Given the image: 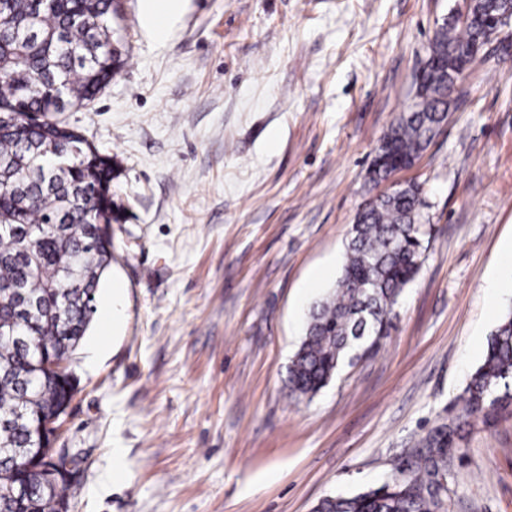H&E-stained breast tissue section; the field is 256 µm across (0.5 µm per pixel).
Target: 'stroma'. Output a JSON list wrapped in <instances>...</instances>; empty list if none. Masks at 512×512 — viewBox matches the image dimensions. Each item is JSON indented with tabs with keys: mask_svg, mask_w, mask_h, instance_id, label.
<instances>
[{
	"mask_svg": "<svg viewBox=\"0 0 512 512\" xmlns=\"http://www.w3.org/2000/svg\"><path fill=\"white\" fill-rule=\"evenodd\" d=\"M462 6L179 0L160 40L143 0H123L121 69L58 115L111 155L122 212L55 441L83 459L69 512H313L450 421L512 310V26L393 177L421 188L427 249L390 335L312 398L287 384L311 304L385 190L367 178L379 141ZM449 469L448 512H512V418L457 438Z\"/></svg>",
	"mask_w": 512,
	"mask_h": 512,
	"instance_id": "obj_1",
	"label": "stroma"
}]
</instances>
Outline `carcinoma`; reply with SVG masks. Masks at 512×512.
<instances>
[{
	"label": "carcinoma",
	"instance_id": "1",
	"mask_svg": "<svg viewBox=\"0 0 512 512\" xmlns=\"http://www.w3.org/2000/svg\"><path fill=\"white\" fill-rule=\"evenodd\" d=\"M509 0H474L470 19L446 20L429 45L433 65L416 83L415 102L391 124L368 171L371 182L412 161L448 117L449 96L488 21ZM113 0H0V512H48L68 504L66 479L26 469L21 456L35 426L71 398V384L46 364L66 360L85 336L95 293L112 262V159L54 115L91 101L114 75ZM420 189L396 190L358 212L342 274L310 310L289 367L295 398L312 397L353 353L373 351L425 251ZM512 416V311L491 332L483 363L459 398L454 419L420 441L406 476L351 497H326L314 512H448V454L454 436L479 419ZM53 468L78 465L45 439ZM25 487L22 495L12 493Z\"/></svg>",
	"mask_w": 512,
	"mask_h": 512
}]
</instances>
